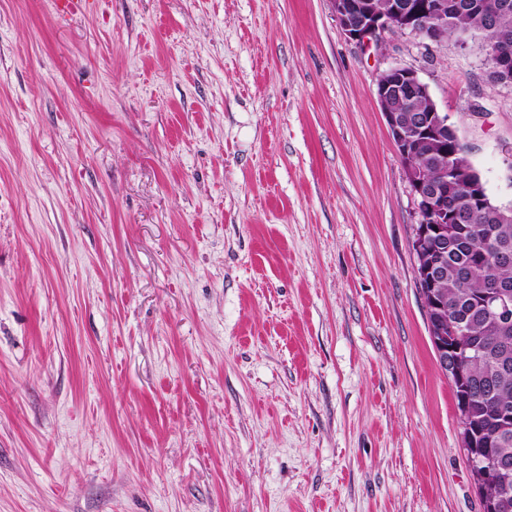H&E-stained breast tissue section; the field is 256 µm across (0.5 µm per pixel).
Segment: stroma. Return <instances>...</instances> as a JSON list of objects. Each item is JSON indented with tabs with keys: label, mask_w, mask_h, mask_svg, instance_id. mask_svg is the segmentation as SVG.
Segmentation results:
<instances>
[{
	"label": "stroma",
	"mask_w": 512,
	"mask_h": 512,
	"mask_svg": "<svg viewBox=\"0 0 512 512\" xmlns=\"http://www.w3.org/2000/svg\"><path fill=\"white\" fill-rule=\"evenodd\" d=\"M0 0V512H483L376 97L512 204L477 41L331 0Z\"/></svg>",
	"instance_id": "obj_1"
}]
</instances>
